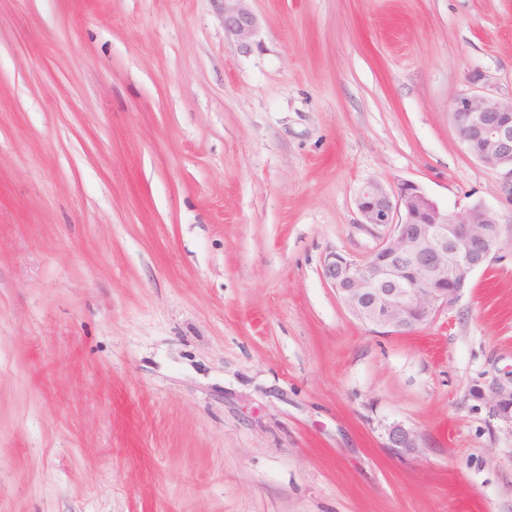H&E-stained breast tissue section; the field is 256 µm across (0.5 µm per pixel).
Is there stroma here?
I'll return each mask as SVG.
<instances>
[{
    "mask_svg": "<svg viewBox=\"0 0 512 512\" xmlns=\"http://www.w3.org/2000/svg\"><path fill=\"white\" fill-rule=\"evenodd\" d=\"M246 6L0 0V512H512V174L451 121L512 0ZM372 180L507 224L410 332L322 277ZM245 0H224V29L241 49H248L258 28L256 16L243 5ZM478 394L482 400L490 403L501 417L507 420L512 419V383L510 387L497 384L487 390L480 388ZM388 439L390 448H398L402 451H411L418 447L419 436L413 430L402 425H394L389 429Z\"/></svg>",
    "mask_w": 512,
    "mask_h": 512,
    "instance_id": "1",
    "label": "stroma"
}]
</instances>
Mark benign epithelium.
I'll return each mask as SVG.
<instances>
[{
	"label": "benign epithelium",
	"instance_id": "1",
	"mask_svg": "<svg viewBox=\"0 0 512 512\" xmlns=\"http://www.w3.org/2000/svg\"><path fill=\"white\" fill-rule=\"evenodd\" d=\"M245 0H224V29L241 49L250 47L258 28ZM452 120L468 152L491 168L512 171V98L491 100L470 92L453 99ZM356 204L364 223L390 225L391 231L363 264L334 252L322 268L324 280L353 316L367 326L410 331L441 309L454 307L472 275L498 253L503 223L482 204L460 212L439 206L416 184L402 182L388 192L367 183ZM498 414L512 419V386L478 391ZM390 447H418L416 432L401 425L389 429Z\"/></svg>",
	"mask_w": 512,
	"mask_h": 512
}]
</instances>
